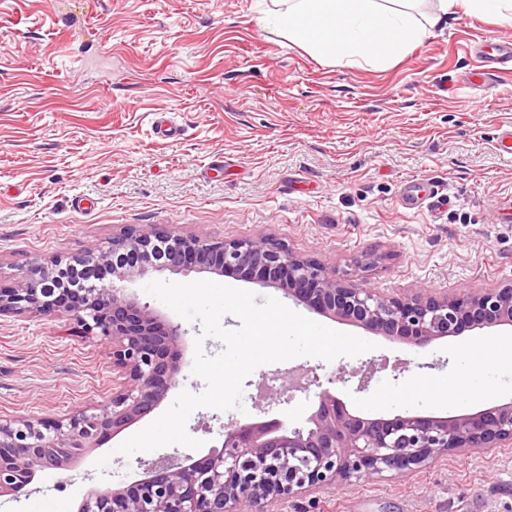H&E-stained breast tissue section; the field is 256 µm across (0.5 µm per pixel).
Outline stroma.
Returning a JSON list of instances; mask_svg holds the SVG:
<instances>
[{"instance_id":"stroma-1","label":"stroma","mask_w":512,"mask_h":512,"mask_svg":"<svg viewBox=\"0 0 512 512\" xmlns=\"http://www.w3.org/2000/svg\"><path fill=\"white\" fill-rule=\"evenodd\" d=\"M96 38L77 39L66 12ZM260 0H0V282L36 259L105 245L159 225L214 240L268 237L389 293L512 283V71L493 53L512 28L458 11L399 61H324L262 26ZM175 135L159 134V118ZM381 260L366 272L355 260ZM376 345L326 362L255 369L241 408L194 410L187 433L221 447L224 425L264 417L304 425L311 398L266 408L259 381L314 369L359 415L453 416L512 402V364L490 359L512 328L485 327L426 348L314 314ZM180 389L200 394L195 345L223 343L186 322ZM378 364L368 390L340 368ZM403 374H396V367ZM468 375L465 391L432 397ZM110 347L68 317L0 316V418H60L112 395ZM139 420L63 469L37 472L0 512H77L90 490L143 476L156 452L118 453ZM278 512H512V447L448 455L405 480L364 478L284 503Z\"/></svg>"}]
</instances>
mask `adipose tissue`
<instances>
[{
    "instance_id": "adipose-tissue-1",
    "label": "adipose tissue",
    "mask_w": 512,
    "mask_h": 512,
    "mask_svg": "<svg viewBox=\"0 0 512 512\" xmlns=\"http://www.w3.org/2000/svg\"><path fill=\"white\" fill-rule=\"evenodd\" d=\"M417 0H270L265 23L275 24L287 42L308 48L330 62L380 65L403 57L455 7L491 16L512 27V0H438L425 17Z\"/></svg>"
}]
</instances>
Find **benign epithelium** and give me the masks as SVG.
Masks as SVG:
<instances>
[{"label": "benign epithelium", "instance_id": "benign-epithelium-1", "mask_svg": "<svg viewBox=\"0 0 512 512\" xmlns=\"http://www.w3.org/2000/svg\"><path fill=\"white\" fill-rule=\"evenodd\" d=\"M110 271L92 294L53 287L57 269L85 260ZM163 269L235 273L281 289L295 304L359 325L375 335L424 348L474 328L512 326V284L432 291L420 286L384 293L346 280L317 258L295 254L271 238L209 240L165 228H126L107 245L66 259L32 262L13 286H0V315L69 316L86 336L112 350V397L95 411L62 418L0 420V496L16 495L43 469H62L151 413L178 385L187 331L116 285ZM360 376L368 389L374 365L343 370L336 381ZM279 382L273 386L268 380ZM263 378L270 405L297 392L292 372ZM307 426L280 419L231 423L221 449L201 457L162 456L143 478L106 491H89L78 512H259L318 488L347 486L390 473L406 479L449 454L512 444V402L474 413L440 417L354 414L328 389L316 394Z\"/></svg>", "mask_w": 512, "mask_h": 512}]
</instances>
